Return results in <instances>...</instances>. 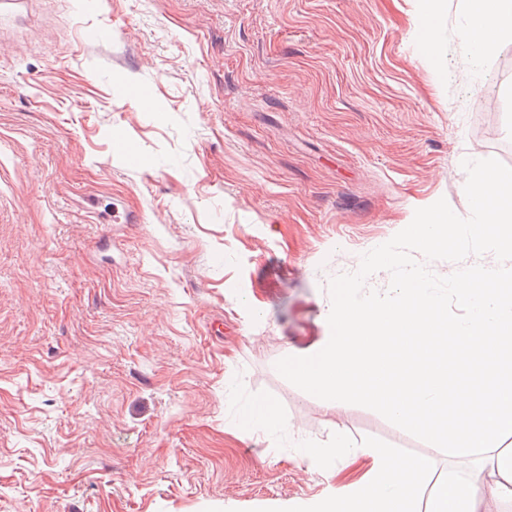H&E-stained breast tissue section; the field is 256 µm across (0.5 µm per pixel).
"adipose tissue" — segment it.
<instances>
[{"mask_svg":"<svg viewBox=\"0 0 512 512\" xmlns=\"http://www.w3.org/2000/svg\"><path fill=\"white\" fill-rule=\"evenodd\" d=\"M466 10L469 21L463 43L480 57L493 54L500 38L512 33V0H466Z\"/></svg>","mask_w":512,"mask_h":512,"instance_id":"ef3b65f1","label":"adipose tissue"}]
</instances>
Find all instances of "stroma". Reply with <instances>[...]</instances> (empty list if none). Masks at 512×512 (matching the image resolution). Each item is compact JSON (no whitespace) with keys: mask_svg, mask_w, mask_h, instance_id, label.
Returning <instances> with one entry per match:
<instances>
[{"mask_svg":"<svg viewBox=\"0 0 512 512\" xmlns=\"http://www.w3.org/2000/svg\"><path fill=\"white\" fill-rule=\"evenodd\" d=\"M417 18V0L0 17V512L299 506L371 468L302 463L298 442L339 429L468 466L275 368L329 335L330 279L416 209L469 216L463 160L512 166V36L475 62L463 0H439L435 68ZM262 399L287 429L245 430Z\"/></svg>","mask_w":512,"mask_h":512,"instance_id":"1","label":"stroma"}]
</instances>
